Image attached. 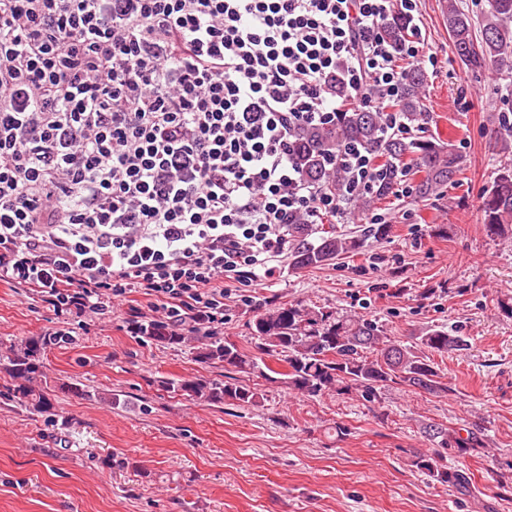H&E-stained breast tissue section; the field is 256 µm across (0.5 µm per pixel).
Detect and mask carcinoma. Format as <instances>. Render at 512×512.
<instances>
[{
    "instance_id": "cac0c4a2",
    "label": "carcinoma",
    "mask_w": 512,
    "mask_h": 512,
    "mask_svg": "<svg viewBox=\"0 0 512 512\" xmlns=\"http://www.w3.org/2000/svg\"><path fill=\"white\" fill-rule=\"evenodd\" d=\"M445 17L448 36L464 66L480 72L492 64L505 67L512 74V0H487V7L478 14L448 0ZM411 30V21L396 12L383 34L398 47ZM423 89V73L407 72L398 109L413 127L428 119L422 111ZM380 130V113L370 110L347 111L328 126L299 128L293 148L303 177L312 184L339 189L344 172L340 167L324 164L323 157L339 152L348 143L376 153L387 163L389 175L370 192L355 198L357 215L366 216L378 201L393 193L398 181L395 170L402 168L407 158L417 172L424 174L416 188L420 197L453 182L461 169L464 158L452 148L432 139L383 138ZM496 144L505 158L491 185L484 190L479 210L486 232L499 237L512 228V119L507 115L499 119ZM389 232L388 224H369L361 234L347 237L316 230L299 219L290 228L288 265L297 271L324 265L341 255L359 254L368 243L385 239ZM250 329L253 350L241 351L232 342L210 339L196 347L197 358L202 363H222L239 373L256 374L267 380L277 375L281 383L307 398L354 388L362 398L372 400L378 390L391 384L428 394L446 393L448 386L440 380L431 355L443 356L468 347L465 337L442 326L423 329L415 345L407 346L388 337L383 326L373 319L301 303L269 308L254 318ZM138 334L145 341L167 346H179L185 340L156 322L141 323ZM72 341L71 336H36L18 347H7L0 355V370L14 380L11 394L20 405L37 413L50 411V399L36 388L43 377V357L47 349ZM164 385L170 392L211 404L227 400L243 405L259 403L256 389L227 375L222 381L200 376L169 380ZM423 433L440 448L459 457L484 448L475 431L463 434L428 424ZM413 466L441 485L461 492L470 489L468 473L448 465L447 456L441 452L418 453Z\"/></svg>"
}]
</instances>
